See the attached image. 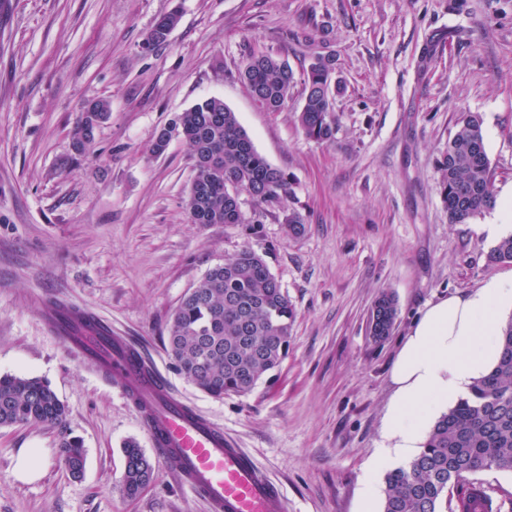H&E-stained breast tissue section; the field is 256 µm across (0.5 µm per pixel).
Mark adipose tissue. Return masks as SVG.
Wrapping results in <instances>:
<instances>
[{
  "mask_svg": "<svg viewBox=\"0 0 512 512\" xmlns=\"http://www.w3.org/2000/svg\"><path fill=\"white\" fill-rule=\"evenodd\" d=\"M510 308L512 280H492L431 305L415 322L390 372L393 395L383 419L390 445L371 458L369 472L418 454L432 418L495 365Z\"/></svg>",
  "mask_w": 512,
  "mask_h": 512,
  "instance_id": "obj_1",
  "label": "adipose tissue"
}]
</instances>
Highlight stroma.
Wrapping results in <instances>:
<instances>
[{"label":"stroma","instance_id":"35a3bbf8","mask_svg":"<svg viewBox=\"0 0 512 512\" xmlns=\"http://www.w3.org/2000/svg\"><path fill=\"white\" fill-rule=\"evenodd\" d=\"M175 8L167 42L145 50ZM254 53L293 69L281 111L261 108L238 77ZM319 55L336 60L332 145L306 139L296 121ZM212 96L292 179L302 235L271 216L190 222L188 149L175 141L158 156L152 145L176 113ZM96 98L110 115L78 159L70 132ZM463 112L482 118L495 194L511 192L512 0H0V373L48 380L87 453L76 479L57 428L0 427V512H208L159 461L124 380L48 329L59 303L141 348L280 484L288 512H359L384 442L390 370L414 321L441 299L512 278V263L486 259L496 211L448 221L439 162ZM246 244L293 305L289 351L252 392L216 400L176 371L168 328L187 291ZM384 290L398 315L376 343L367 321ZM129 440L155 467L134 498L121 490ZM24 448L43 456L32 482L13 475Z\"/></svg>","mask_w":512,"mask_h":512}]
</instances>
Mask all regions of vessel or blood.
Wrapping results in <instances>:
<instances>
[{"label":"vessel or blood","mask_w":512,"mask_h":512,"mask_svg":"<svg viewBox=\"0 0 512 512\" xmlns=\"http://www.w3.org/2000/svg\"><path fill=\"white\" fill-rule=\"evenodd\" d=\"M75 313V307H57L47 323L96 369L125 379L124 393L138 407L163 463L206 500L210 512H288L279 485L268 473L207 417L176 397L125 337L107 325L97 335L75 328Z\"/></svg>","instance_id":"vessel-or-blood-1"}]
</instances>
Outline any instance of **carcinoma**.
<instances>
[{
  "label": "carcinoma",
  "mask_w": 512,
  "mask_h": 512,
  "mask_svg": "<svg viewBox=\"0 0 512 512\" xmlns=\"http://www.w3.org/2000/svg\"><path fill=\"white\" fill-rule=\"evenodd\" d=\"M177 9L162 16L145 48L164 43L177 26ZM335 60L319 55L304 79L298 123L306 138L319 144L336 140L332 112ZM254 100L268 112L288 102L294 72L288 61L253 54L239 73ZM106 99L82 108L72 131V147L82 156L94 145L95 134L108 118ZM185 142L193 179L186 208L193 224H260L273 213L289 232L305 231L302 214L285 201L294 195L293 182L272 167L254 148L235 112L219 97L206 98L177 113L157 132L152 146L163 154L171 142ZM448 223L469 224L491 210L495 198L482 120L463 113L448 139L441 160ZM247 195L251 213L242 209ZM491 264L512 262V235L489 251ZM398 314L395 296L383 291L371 309L369 336L376 343L389 337ZM294 311L288 294L266 260L252 247L209 268L182 298L169 327L168 354L177 370L209 396L222 399L251 392L288 354ZM66 406L42 378L0 374V427L16 424L60 425ZM59 448L68 472L82 476L86 450L81 439L65 435ZM122 492L133 498L150 483L154 465L133 440L123 448ZM512 474V319L503 329L496 365L474 381L467 396L435 421L421 451L385 477L382 512H493L492 499L471 480L482 470Z\"/></svg>",
  "instance_id": "cac0c4a2"
}]
</instances>
